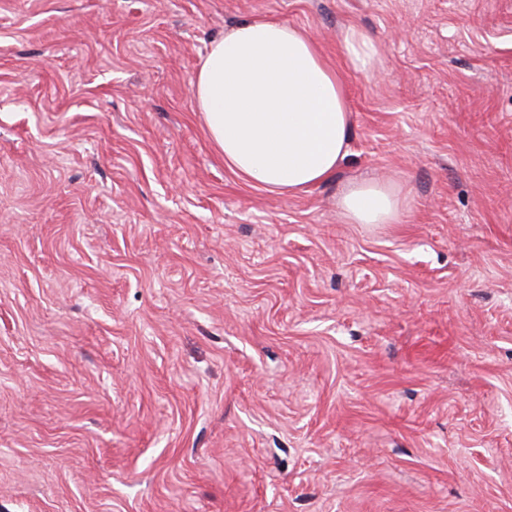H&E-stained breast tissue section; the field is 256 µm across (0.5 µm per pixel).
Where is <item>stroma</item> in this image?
I'll return each mask as SVG.
<instances>
[{
	"label": "stroma",
	"instance_id": "obj_1",
	"mask_svg": "<svg viewBox=\"0 0 512 512\" xmlns=\"http://www.w3.org/2000/svg\"><path fill=\"white\" fill-rule=\"evenodd\" d=\"M257 15L379 47L295 195L191 93ZM0 512H512V0H0ZM404 204L398 187L373 179L349 183L338 201L348 224H398Z\"/></svg>",
	"mask_w": 512,
	"mask_h": 512
}]
</instances>
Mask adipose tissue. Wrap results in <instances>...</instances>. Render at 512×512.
I'll list each match as a JSON object with an SVG mask.
<instances>
[{
    "label": "adipose tissue",
    "mask_w": 512,
    "mask_h": 512,
    "mask_svg": "<svg viewBox=\"0 0 512 512\" xmlns=\"http://www.w3.org/2000/svg\"><path fill=\"white\" fill-rule=\"evenodd\" d=\"M345 70L329 64L312 34L265 16L212 40L192 82L210 142L249 186L282 195L328 182L347 154L352 119L343 71L374 72L375 41L348 28ZM405 198L395 185L353 181L339 209L350 224L399 223Z\"/></svg>",
    "instance_id": "obj_1"
}]
</instances>
